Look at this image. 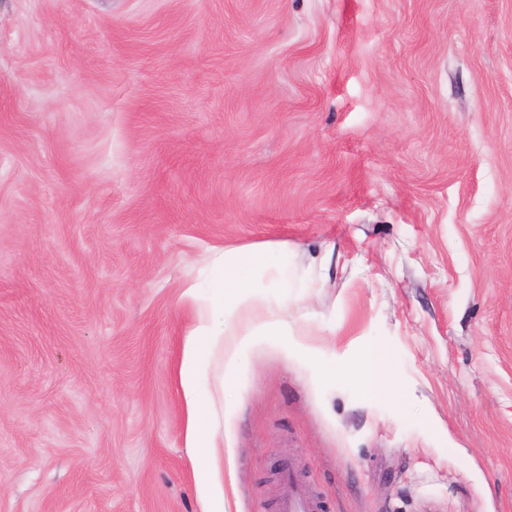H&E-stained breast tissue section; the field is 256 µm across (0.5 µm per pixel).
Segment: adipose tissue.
<instances>
[{
  "instance_id": "adipose-tissue-1",
  "label": "adipose tissue",
  "mask_w": 512,
  "mask_h": 512,
  "mask_svg": "<svg viewBox=\"0 0 512 512\" xmlns=\"http://www.w3.org/2000/svg\"><path fill=\"white\" fill-rule=\"evenodd\" d=\"M284 257L279 247L215 252L209 258L210 276L204 292L193 288L186 292L194 305V321L183 346L181 387L188 406V449L208 458L207 466L198 474L201 485L211 492L204 512H224V491L219 482L224 467V387L211 383L209 371L224 352L230 323L237 319L244 322L234 355L243 354L256 337L272 331L287 336L293 352L302 356L314 352L286 316L265 309L255 289L256 275L269 270L274 273L270 287H287Z\"/></svg>"
}]
</instances>
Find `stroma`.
<instances>
[{"instance_id":"1","label":"stroma","mask_w":512,"mask_h":512,"mask_svg":"<svg viewBox=\"0 0 512 512\" xmlns=\"http://www.w3.org/2000/svg\"><path fill=\"white\" fill-rule=\"evenodd\" d=\"M286 246L226 512H512V0H0V512H203L185 289ZM326 372L339 375L349 381L360 385L365 391H372L383 378L384 366L379 356L371 350L362 353L358 363L354 367L333 366L325 368ZM285 489L278 504V512H315V502L309 492L290 470L284 476Z\"/></svg>"}]
</instances>
